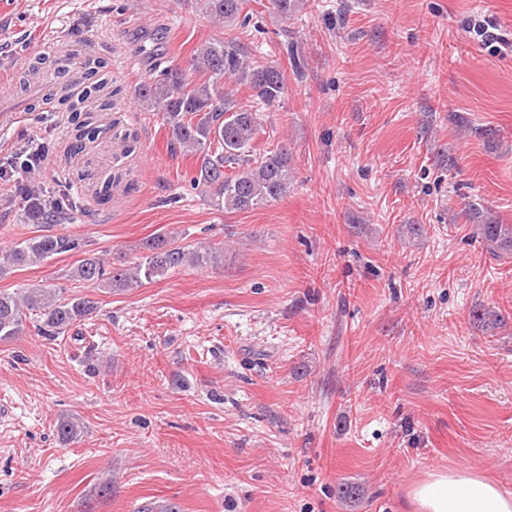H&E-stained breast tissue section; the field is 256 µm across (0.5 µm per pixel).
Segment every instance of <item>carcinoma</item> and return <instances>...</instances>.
<instances>
[{"instance_id":"1","label":"carcinoma","mask_w":512,"mask_h":512,"mask_svg":"<svg viewBox=\"0 0 512 512\" xmlns=\"http://www.w3.org/2000/svg\"><path fill=\"white\" fill-rule=\"evenodd\" d=\"M205 13L226 29H247L252 13L248 0H200ZM274 13L295 19L307 0H270ZM107 62H88L86 80L79 94L63 97L61 103L78 115V141L93 140L105 129L94 122L93 113L112 109V98L101 92L108 85ZM195 78L183 70L157 61L138 88L142 109L158 112L168 129L170 152L194 155L199 160L193 183L206 188L213 206L226 214L247 212L283 197L291 180L288 149L281 146L260 158L254 157L252 143L259 133V113L243 107L230 86L245 85L266 107L281 103L286 78L276 65L250 60L248 50L235 38H212L200 44L192 56ZM482 241L490 248L512 252V224L482 219L478 224ZM81 240L69 234H40L0 250V276L13 269L48 261L77 252ZM147 253L129 265L113 267L92 253L81 259L68 277L93 288L126 290L163 278L183 267L205 268L218 262L217 251L199 244L183 246L177 236L159 234L144 243ZM96 310L89 296H70L63 288L41 284L20 292L0 291V340L23 333L27 313L40 314V331L48 337L67 333ZM83 424L65 417L56 425L61 442L78 439Z\"/></svg>"}]
</instances>
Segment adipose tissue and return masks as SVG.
I'll return each mask as SVG.
<instances>
[{
	"mask_svg": "<svg viewBox=\"0 0 512 512\" xmlns=\"http://www.w3.org/2000/svg\"><path fill=\"white\" fill-rule=\"evenodd\" d=\"M409 498L416 512H512V496L465 470L434 472Z\"/></svg>",
	"mask_w": 512,
	"mask_h": 512,
	"instance_id": "obj_1",
	"label": "adipose tissue"
}]
</instances>
